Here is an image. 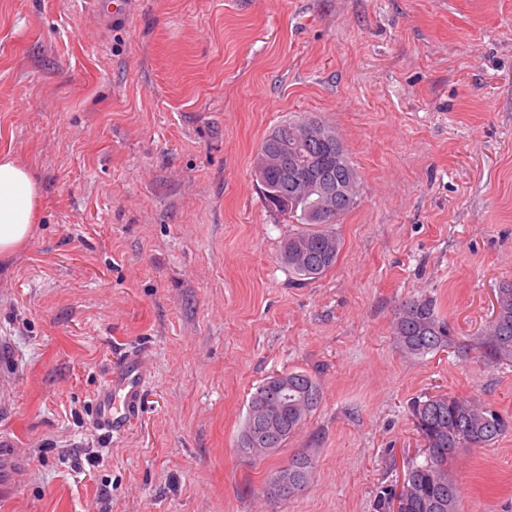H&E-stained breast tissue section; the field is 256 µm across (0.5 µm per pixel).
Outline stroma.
Here are the masks:
<instances>
[{"label": "stroma", "instance_id": "stroma-1", "mask_svg": "<svg viewBox=\"0 0 512 512\" xmlns=\"http://www.w3.org/2000/svg\"><path fill=\"white\" fill-rule=\"evenodd\" d=\"M331 127L360 177L335 265L280 261L298 224L253 162L283 122ZM40 222L0 257V512H374L423 459L412 399L512 416V360L476 347L512 282V0H0V151ZM430 298L467 349L406 355ZM143 356L126 431L99 388ZM306 371L322 399L279 454L237 448L250 392ZM306 489L264 492L295 454ZM458 512H512V431L450 467Z\"/></svg>", "mask_w": 512, "mask_h": 512}]
</instances>
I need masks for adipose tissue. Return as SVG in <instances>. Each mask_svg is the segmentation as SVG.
I'll return each mask as SVG.
<instances>
[{
  "label": "adipose tissue",
  "mask_w": 512,
  "mask_h": 512,
  "mask_svg": "<svg viewBox=\"0 0 512 512\" xmlns=\"http://www.w3.org/2000/svg\"><path fill=\"white\" fill-rule=\"evenodd\" d=\"M39 220V189L27 167L0 153V255L9 256Z\"/></svg>",
  "instance_id": "1"
}]
</instances>
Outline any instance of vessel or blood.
<instances>
[{
  "mask_svg": "<svg viewBox=\"0 0 512 512\" xmlns=\"http://www.w3.org/2000/svg\"><path fill=\"white\" fill-rule=\"evenodd\" d=\"M146 374V364L138 356L127 358L113 370L95 403V420L102 430L125 428L140 407Z\"/></svg>",
  "mask_w": 512,
  "mask_h": 512,
  "instance_id": "vessel-or-blood-1",
  "label": "vessel or blood"
}]
</instances>
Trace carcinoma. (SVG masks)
<instances>
[{
  "mask_svg": "<svg viewBox=\"0 0 512 512\" xmlns=\"http://www.w3.org/2000/svg\"><path fill=\"white\" fill-rule=\"evenodd\" d=\"M280 152L301 166L319 158H330L325 169L326 183L333 189L345 190L347 197L337 215L317 217L290 191L291 168L272 167L256 175L268 206L296 220L299 224L317 226L301 230L292 237L307 244L306 260L296 266L286 262L288 270L306 279H317L331 269L341 249V241L328 225L350 212L359 197V176L345 151H336V142L303 143L300 121H288L275 128L261 143L259 152ZM498 315L482 336L479 346L484 361L497 363L512 358V282L503 283L497 291ZM395 339L400 349L410 356H423L455 344V334L441 319L429 299H410L402 304L395 323ZM288 380V389L281 388ZM322 398L316 377L306 371H288L284 378H264L250 393L243 432L252 435V446L241 448L242 455L268 457L285 447L305 424ZM272 408L277 426L266 425L257 412ZM410 415L416 432L424 441V460L408 467L402 489L383 488L376 496V512H388L389 499L399 490L406 494V512H458L459 489L449 474V464L465 448H483L512 428V421L495 408L476 399L439 394L424 400L415 399ZM313 456L299 454L288 463V493L277 496L286 500L301 492L308 484Z\"/></svg>",
  "mask_w": 512,
  "mask_h": 512,
  "instance_id": "obj_1",
  "label": "carcinoma"
}]
</instances>
